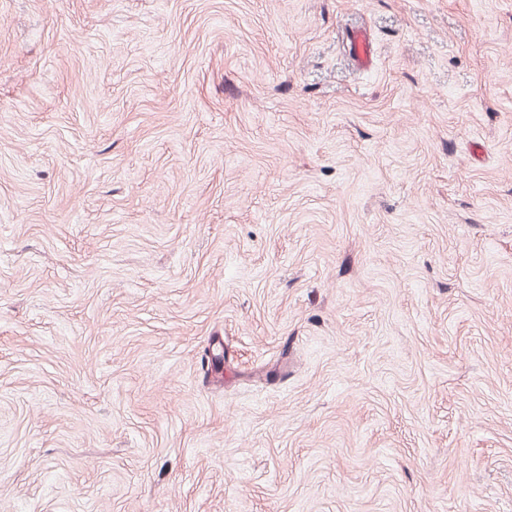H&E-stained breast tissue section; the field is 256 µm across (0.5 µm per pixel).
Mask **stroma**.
Masks as SVG:
<instances>
[{
    "instance_id": "1",
    "label": "stroma",
    "mask_w": 512,
    "mask_h": 512,
    "mask_svg": "<svg viewBox=\"0 0 512 512\" xmlns=\"http://www.w3.org/2000/svg\"><path fill=\"white\" fill-rule=\"evenodd\" d=\"M0 512H512V0H0Z\"/></svg>"
}]
</instances>
